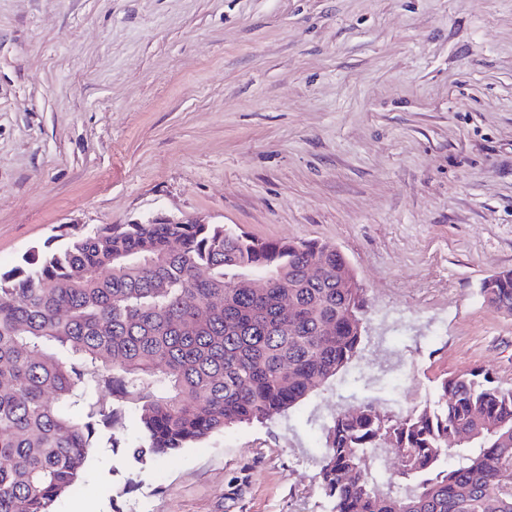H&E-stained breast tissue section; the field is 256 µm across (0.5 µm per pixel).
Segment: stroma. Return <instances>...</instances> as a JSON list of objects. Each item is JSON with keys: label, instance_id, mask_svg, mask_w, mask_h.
Segmentation results:
<instances>
[{"label": "stroma", "instance_id": "stroma-1", "mask_svg": "<svg viewBox=\"0 0 512 512\" xmlns=\"http://www.w3.org/2000/svg\"><path fill=\"white\" fill-rule=\"evenodd\" d=\"M147 220L336 245L357 358L285 414L176 457L96 448L55 512H331L336 408L512 383V0H0V270ZM483 302L496 311L512 314V270L486 277L479 287Z\"/></svg>", "mask_w": 512, "mask_h": 512}]
</instances>
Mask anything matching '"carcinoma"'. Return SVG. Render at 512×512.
<instances>
[{"instance_id": "cac0c4a2", "label": "carcinoma", "mask_w": 512, "mask_h": 512, "mask_svg": "<svg viewBox=\"0 0 512 512\" xmlns=\"http://www.w3.org/2000/svg\"><path fill=\"white\" fill-rule=\"evenodd\" d=\"M479 294L512 314V270ZM366 308L336 246L223 224L75 229L24 257L0 271V512H53L128 411L138 461L286 411L356 358ZM315 481L333 512H512V386L475 368L402 417L338 410Z\"/></svg>"}]
</instances>
